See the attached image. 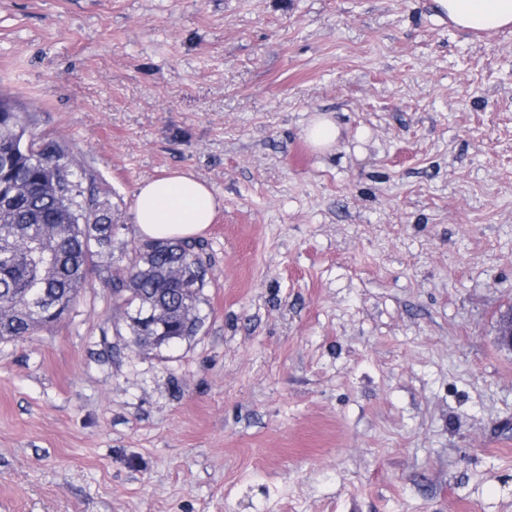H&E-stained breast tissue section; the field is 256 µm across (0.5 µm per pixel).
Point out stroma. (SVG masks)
<instances>
[{
  "label": "stroma",
  "mask_w": 512,
  "mask_h": 512,
  "mask_svg": "<svg viewBox=\"0 0 512 512\" xmlns=\"http://www.w3.org/2000/svg\"><path fill=\"white\" fill-rule=\"evenodd\" d=\"M425 3L0 0V91L122 225L0 341V512H512V29ZM174 169L220 202L205 323L136 354L110 282ZM340 129L336 120L327 115H319L312 119L305 128L307 141L317 150L331 149L336 145Z\"/></svg>",
  "instance_id": "stroma-1"
}]
</instances>
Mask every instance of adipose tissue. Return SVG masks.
Here are the masks:
<instances>
[{
  "label": "adipose tissue",
  "mask_w": 512,
  "mask_h": 512,
  "mask_svg": "<svg viewBox=\"0 0 512 512\" xmlns=\"http://www.w3.org/2000/svg\"><path fill=\"white\" fill-rule=\"evenodd\" d=\"M456 28L495 32L512 26V0H433ZM219 207L212 188L183 170L143 181L134 201L137 234L145 240L192 239L213 224Z\"/></svg>",
  "instance_id": "obj_1"
}]
</instances>
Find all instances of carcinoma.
<instances>
[{
    "mask_svg": "<svg viewBox=\"0 0 512 512\" xmlns=\"http://www.w3.org/2000/svg\"><path fill=\"white\" fill-rule=\"evenodd\" d=\"M120 229L66 146L32 132L22 113L0 112L1 341L32 336L68 315ZM198 249L191 241L132 242L130 262L112 276L116 309L161 304L172 325L166 335H186L204 321ZM174 268L184 282L168 277Z\"/></svg>",
    "mask_w": 512,
    "mask_h": 512,
    "instance_id": "obj_1",
    "label": "carcinoma"
}]
</instances>
